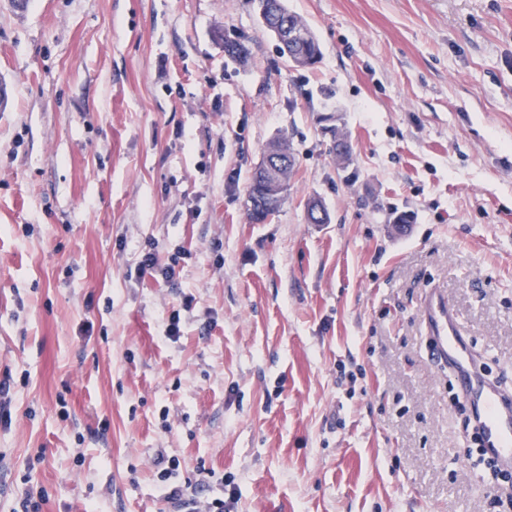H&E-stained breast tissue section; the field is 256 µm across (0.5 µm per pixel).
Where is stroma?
<instances>
[{
    "instance_id": "35a3bbf8",
    "label": "stroma",
    "mask_w": 512,
    "mask_h": 512,
    "mask_svg": "<svg viewBox=\"0 0 512 512\" xmlns=\"http://www.w3.org/2000/svg\"><path fill=\"white\" fill-rule=\"evenodd\" d=\"M287 5L314 66L256 0H0V512H178L167 466L224 512H512L420 321L447 291L512 387V0ZM275 37L279 44L280 49H283L288 58L298 67H306L307 56L304 53H299V50L306 46L309 40L308 34L298 28L289 26L288 23L281 20L276 21ZM279 141H272L263 155V159L254 172V177L261 183L268 196L275 197L279 190L275 182V173L285 164L292 162L291 155L279 150Z\"/></svg>"
}]
</instances>
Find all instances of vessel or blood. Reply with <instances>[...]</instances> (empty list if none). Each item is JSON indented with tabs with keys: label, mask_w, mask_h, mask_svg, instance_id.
Instances as JSON below:
<instances>
[{
	"label": "vessel or blood",
	"mask_w": 512,
	"mask_h": 512,
	"mask_svg": "<svg viewBox=\"0 0 512 512\" xmlns=\"http://www.w3.org/2000/svg\"><path fill=\"white\" fill-rule=\"evenodd\" d=\"M420 317L437 362L447 366L457 398L470 422L469 433L483 457L502 471H512V388L490 380L480 355L448 304L444 292H430L421 304Z\"/></svg>",
	"instance_id": "vessel-or-blood-1"
}]
</instances>
